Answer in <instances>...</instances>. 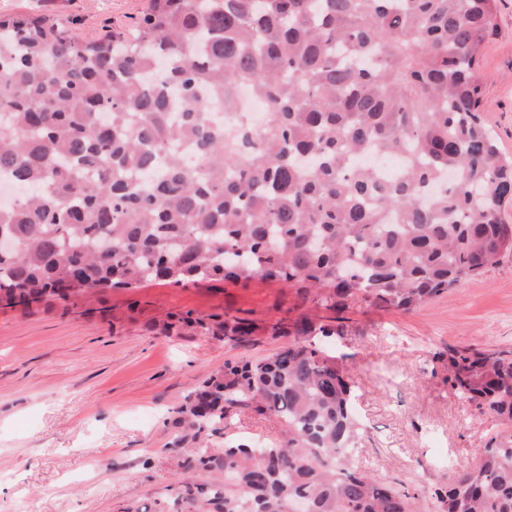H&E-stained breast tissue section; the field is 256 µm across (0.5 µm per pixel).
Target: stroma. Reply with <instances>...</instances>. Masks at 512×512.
<instances>
[{
	"instance_id": "stroma-1",
	"label": "stroma",
	"mask_w": 512,
	"mask_h": 512,
	"mask_svg": "<svg viewBox=\"0 0 512 512\" xmlns=\"http://www.w3.org/2000/svg\"><path fill=\"white\" fill-rule=\"evenodd\" d=\"M147 0H0V15L53 9L74 35L129 28ZM502 33L480 55L482 115L512 155V0H500ZM248 311L260 320L323 312L295 289L256 280L176 287L151 284L83 295L29 309L0 307V512H169L199 446L278 442L277 418L253 407L233 425L193 437L173 410L225 362L265 358L279 342L246 346L220 336H167L166 313ZM344 367L358 387L364 431L356 465L426 492L422 512H443L433 496L469 466L499 424L448 383V351L512 350V253L483 275L403 313L369 304L349 313Z\"/></svg>"
}]
</instances>
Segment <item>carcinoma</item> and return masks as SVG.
<instances>
[{"instance_id": "obj_1", "label": "carcinoma", "mask_w": 512, "mask_h": 512, "mask_svg": "<svg viewBox=\"0 0 512 512\" xmlns=\"http://www.w3.org/2000/svg\"><path fill=\"white\" fill-rule=\"evenodd\" d=\"M500 0H149L131 32L81 41L53 14L0 15V176L32 188L0 235V297L26 306L73 284L295 287L314 322L190 311L233 344L287 343L224 363L174 408L199 434L251 403L283 440L185 461L177 512H418L422 495L360 470L356 383L342 365L352 305L409 312L512 252L498 219L512 158L481 112L478 57ZM169 68L151 81L154 60ZM239 88L265 122L210 124ZM401 153L392 181L359 160ZM448 384L501 420L435 496L445 512H512V351L448 350Z\"/></svg>"}]
</instances>
